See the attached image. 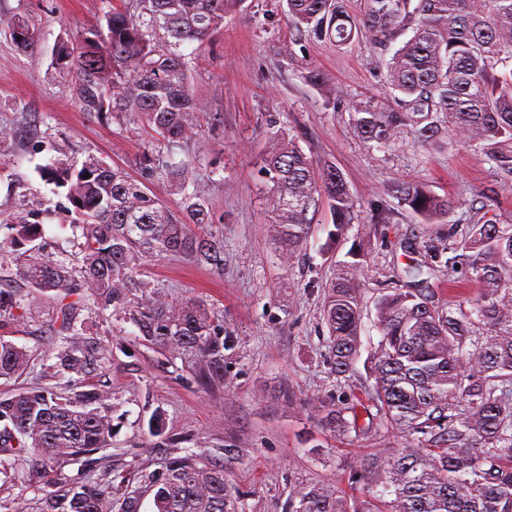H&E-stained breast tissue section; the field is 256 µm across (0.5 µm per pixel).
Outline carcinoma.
<instances>
[{"mask_svg": "<svg viewBox=\"0 0 512 512\" xmlns=\"http://www.w3.org/2000/svg\"><path fill=\"white\" fill-rule=\"evenodd\" d=\"M242 0H132L105 13L74 39L61 40L53 64L70 78L72 97L88 116L120 123L139 119L158 139L179 143L195 135L203 110L190 82L196 55L224 27ZM295 28L336 45L358 30L390 42L413 35L392 55L387 80L398 108L349 105L369 142L387 144L400 126L423 124V146L446 131L480 149L504 181L512 182V0H361L352 17L344 0H287ZM17 46L34 55L38 34L22 17L0 16ZM187 45L194 51L184 53ZM265 174L272 183L271 232L283 262L308 238L322 199L336 234L353 223L357 201L335 167L304 153L285 127L273 135ZM189 162L168 170L181 196L170 210L123 169L89 155L80 163L42 167V181L63 190L68 214L77 215L83 242L78 270L33 244L39 212L22 208L0 224V241L19 279L41 293L61 294L53 309L44 372L65 378L69 389L32 386L0 397V474L27 464L44 479L41 512H112V482H70L49 476L65 463L85 468L112 437V393L86 382L111 355L94 324L77 306L133 321L144 341L192 364L204 390L224 387V324L206 304L173 300L137 278L141 261L179 255L215 269L224 266V238L201 237L210 223L208 194ZM400 199L426 217L448 213L450 202L418 185H403ZM423 248L444 265L462 269L482 287L470 311L429 306L423 289L394 291L377 304L381 330L373 354L374 383L348 405L312 404L323 428L375 439L386 431L404 440L359 460L353 479L367 497L348 505L320 484L298 489L288 512H512V225L486 219L458 244ZM355 269L338 274L323 303L332 368L346 375L359 351L360 301ZM74 301H67L71 296ZM30 305L0 278V313ZM483 325V332L476 326ZM27 350L0 336V379L30 367ZM154 492L155 512H235L226 493L224 464L190 450L166 459L145 487L127 492L133 512L143 491Z\"/></svg>", "mask_w": 512, "mask_h": 512, "instance_id": "1", "label": "carcinoma"}]
</instances>
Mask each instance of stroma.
I'll return each mask as SVG.
<instances>
[{"instance_id": "obj_1", "label": "stroma", "mask_w": 512, "mask_h": 512, "mask_svg": "<svg viewBox=\"0 0 512 512\" xmlns=\"http://www.w3.org/2000/svg\"><path fill=\"white\" fill-rule=\"evenodd\" d=\"M112 5L113 0H0V15L24 17L39 33L33 56L0 31V126L14 131L13 139L0 143V214L39 209L38 243L72 262L82 230L65 222V199L50 193L40 167L93 154L125 168L174 208L180 197L156 170L196 159L193 175L208 185L207 230L224 238V267L218 271L162 255L144 259L139 276L171 298L204 302L223 320L224 388H198L181 359L146 344L132 323L86 309L101 340L122 338L109 363L93 374L94 383L115 397L114 431L94 472L73 464L62 473L103 482L118 474L138 481L158 471L171 449L149 432L157 414L166 435L223 462L237 512H285L295 490L315 483L356 500L360 493L351 475L374 443L324 430L309 403H350L364 396L380 340L376 303L411 288L404 273L409 259L423 266L431 305L470 309L479 286L436 262L422 243H454L487 219L512 224V185L503 184L481 151L462 141L425 148L404 126L392 143L365 142L349 105L363 99L394 106L386 79L392 49L374 44L366 33L339 47L297 32L288 22L286 0H244L211 37L191 75L203 106L193 139L162 143L140 122L90 118L75 104L69 79L54 68L52 50ZM314 68L330 77L331 87L308 82ZM275 113L306 154L336 167L360 204L357 220L335 241L329 211L320 209L306 245L288 264L269 232L270 184L261 171L271 143L267 119ZM147 155L155 172L143 165ZM19 181L29 185L30 194L16 189ZM405 183L447 198L449 213L424 220L396 197V187ZM379 210L387 212V222L373 223ZM354 264L361 270V346L341 378L331 370L322 303L337 269ZM28 301L38 318L5 319L0 333L33 354L34 362L21 377L1 380L2 393L48 382L39 359L49 340L54 299L32 290ZM40 498L28 474H0V512H38Z\"/></svg>"}]
</instances>
